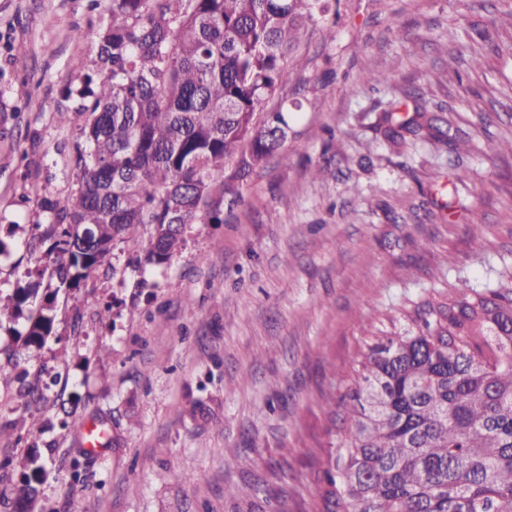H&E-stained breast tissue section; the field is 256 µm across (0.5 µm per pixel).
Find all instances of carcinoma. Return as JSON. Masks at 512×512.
I'll use <instances>...</instances> for the list:
<instances>
[{
    "mask_svg": "<svg viewBox=\"0 0 512 512\" xmlns=\"http://www.w3.org/2000/svg\"><path fill=\"white\" fill-rule=\"evenodd\" d=\"M327 11L328 0H112L107 28L75 30L95 45L98 77L71 108L76 187L43 201L55 222L29 242L51 241L46 296L96 270L117 274L107 257L119 240L147 237L126 263L137 271L169 264L187 226L224 223V161L239 157L246 174L284 147L288 110L260 125L255 115L307 22ZM421 117L383 120L394 140ZM39 286L0 295V311L21 312ZM407 317L415 329L373 342L339 403L353 425L320 463V512H512V280H459ZM28 320L34 354L53 334L51 304ZM37 460L12 512L39 493Z\"/></svg>",
    "mask_w": 512,
    "mask_h": 512,
    "instance_id": "1",
    "label": "carcinoma"
}]
</instances>
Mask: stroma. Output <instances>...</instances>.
Returning a JSON list of instances; mask_svg holds the SVG:
<instances>
[{
    "mask_svg": "<svg viewBox=\"0 0 512 512\" xmlns=\"http://www.w3.org/2000/svg\"><path fill=\"white\" fill-rule=\"evenodd\" d=\"M111 11L0 0V292L37 282L51 260L26 243L52 222L42 201L74 187L67 93L97 73L74 30L105 28ZM510 43L512 0H332L264 103L296 110L285 147L245 176L224 164L223 223L188 226L144 288L125 268L137 246L117 243L120 275L54 297L41 357L22 346L26 314L0 315V459L12 461L0 491L22 486L36 454L33 512H67L72 498L81 512H312L316 464L351 426L334 408L368 345L449 283L512 274V152L490 151L512 141ZM372 74L388 80L370 86ZM418 102L466 152L392 143L384 111ZM459 166L470 179L451 184ZM21 366L33 381L59 376L46 407L19 396ZM85 422L107 431L101 454L86 449Z\"/></svg>",
    "mask_w": 512,
    "mask_h": 512,
    "instance_id": "stroma-1",
    "label": "stroma"
}]
</instances>
